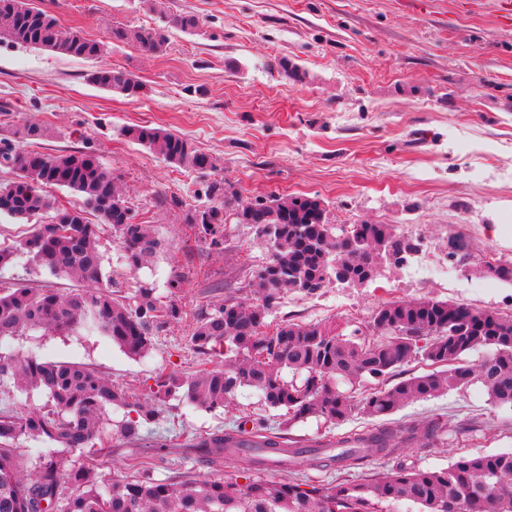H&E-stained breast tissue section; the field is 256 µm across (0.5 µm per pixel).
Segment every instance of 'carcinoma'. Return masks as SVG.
Here are the masks:
<instances>
[{"label":"carcinoma","mask_w":512,"mask_h":512,"mask_svg":"<svg viewBox=\"0 0 512 512\" xmlns=\"http://www.w3.org/2000/svg\"><path fill=\"white\" fill-rule=\"evenodd\" d=\"M160 14L156 27L112 28V41L134 44L147 54L157 53L171 29L197 35L202 22L193 14H174L163 0H152ZM110 41V42H112ZM108 41L88 37L66 27L47 11L27 0H0V44L96 61L111 52ZM89 81L127 98L140 97L143 85L124 69L98 67ZM126 139L141 145L168 164L190 171L215 172L213 157L182 136L148 125L121 129ZM48 130L31 121L14 136L0 135V168L15 175L0 182V217L29 225L27 236L0 245V270L27 256L55 276L77 275L97 282L103 258L98 233L110 229L127 264H151L160 241L146 225L129 214V200L112 169L89 147L54 155L29 149L19 140H38ZM67 189L82 197V206L69 208L46 195V189ZM236 193H227L224 178L207 183L188 222L211 246L224 244L226 213L235 208L238 224H254L262 231L273 228L271 259L259 267L250 283L252 303L235 299L202 313L191 340L200 354L224 355V367L201 368L185 377L158 372L152 390L154 401L164 403L183 392L192 406L215 410L248 389L267 407L281 409V435L263 437L253 448H284L285 438L298 422L310 417L329 424L346 420L358 410L369 418L389 416L404 405L433 398L445 391L468 387L476 378L489 400L512 410V318L463 303L432 298L391 300L380 304L370 321L390 334L368 341L360 328L350 333L333 322L282 321L270 326L266 318L287 292L317 293L332 270L336 255L356 254L345 266L349 277L367 286L376 276L374 255L378 245L392 254L391 263L402 266L417 252V245L398 235L390 224H330L320 200L308 196L271 195L252 206H233ZM95 216L96 221L89 220ZM169 300L156 296L155 288L142 285L130 296L108 289H75L67 295L46 286L16 283L0 287V339L27 332L51 330L68 335L84 331L112 339L130 357L146 356L152 346L151 331L179 318L176 301L182 276L167 281ZM474 352L485 358L473 369L466 357ZM422 362L428 370H406ZM11 381L25 392L39 389L48 409L38 415L0 413V512H37L43 496L57 499L58 512H383V507H406V512H452L461 499L472 512H512V451L459 456L446 468L421 470L399 467L370 482H346L330 488L304 489L287 479L268 480L255 473L246 483L224 479L179 481L151 478L109 483L103 463L86 459L66 466L67 455L95 447V439L109 409L125 410L118 435L127 441L144 439L143 424L159 419L160 411L133 399L124 389L101 377L84 363L45 361L32 355L17 361L0 346V383ZM375 384L360 401L352 387ZM412 427L367 429L343 437L334 456L319 459L318 466L336 462L349 471L364 459V449L383 456L393 453V443L415 438ZM32 437L40 471L33 483H24L14 468L15 440ZM448 437L447 424L431 422L423 445ZM72 486L64 498L61 482Z\"/></svg>","instance_id":"obj_1"}]
</instances>
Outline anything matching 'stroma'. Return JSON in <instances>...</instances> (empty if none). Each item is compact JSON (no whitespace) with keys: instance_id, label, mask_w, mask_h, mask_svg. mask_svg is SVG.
<instances>
[{"instance_id":"stroma-1","label":"stroma","mask_w":512,"mask_h":512,"mask_svg":"<svg viewBox=\"0 0 512 512\" xmlns=\"http://www.w3.org/2000/svg\"><path fill=\"white\" fill-rule=\"evenodd\" d=\"M66 26L109 40L113 26L158 23L148 0H34ZM167 11L197 15L204 35L170 30L162 53L113 45L106 66L133 72L144 85L130 99L88 82L90 62L49 51L0 45V124L36 120L49 130L33 141L60 154L87 146L119 178L135 214L160 241L152 266L128 269L110 233H102L100 287L129 296L152 282L166 297L171 274L183 277L181 317L154 333L145 358L102 336L39 331L9 339L18 359L80 362L148 402L158 371L187 376L203 360L190 341L199 315L233 298L250 301L253 273L271 256L250 224L227 221L222 248L210 247L187 214L207 175L175 170L121 134L150 125L185 136L217 162L240 203L276 195L318 198L332 224H389L418 245L417 259L446 267L420 277L413 265L387 262L366 287L331 284L315 295L289 293L273 322L364 324L387 300L435 298L512 317V286L483 276L485 260H512V0H166ZM301 77L284 78L283 63ZM463 238L466 260L448 255ZM0 282L91 289V282L37 272L26 260L0 270ZM275 433L279 411L252 392L205 411L173 397L151 426L147 448L117 439L122 411L110 410L97 442L111 448L105 472L124 482L232 479L251 467L246 454H212L202 440L236 430L243 416ZM475 418L486 440L460 436L430 447L399 445L390 457L368 452L357 469L319 467V442L371 425L450 424ZM301 454L288 479L319 488L374 479L397 466L447 467L461 455L512 451V411L492 405L482 383L417 401L368 420L352 413L330 425L292 429Z\"/></svg>"}]
</instances>
